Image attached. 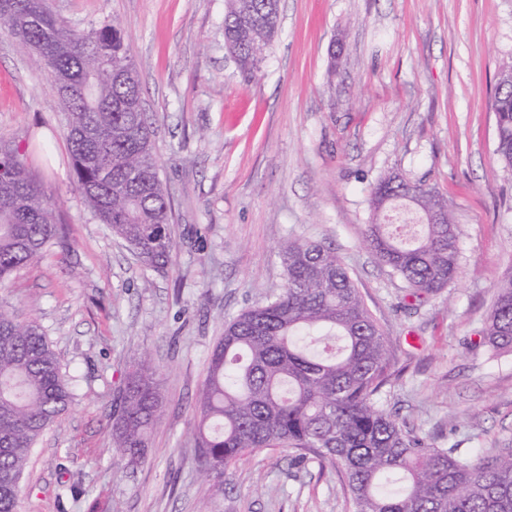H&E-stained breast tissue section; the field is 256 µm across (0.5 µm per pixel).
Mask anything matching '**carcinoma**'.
<instances>
[{
  "mask_svg": "<svg viewBox=\"0 0 512 512\" xmlns=\"http://www.w3.org/2000/svg\"><path fill=\"white\" fill-rule=\"evenodd\" d=\"M279 4L224 0V46L248 78L278 33ZM13 15L30 24L11 33L70 82L59 99L77 189L142 266L167 269L171 207L130 43L115 25L70 29L50 0H0V21ZM493 109L497 152L512 167V60L499 71ZM0 166L2 286L62 243L65 229L23 154L0 144ZM393 177L372 191L377 221L367 225L365 243L420 300L454 280L461 230L445 197ZM404 204L424 220L410 240L378 221ZM281 259L285 288L226 321L207 356L195 402L201 473L217 484L224 467L249 451L292 448L336 468L353 512H512V448L462 459L382 407L396 377L389 340L336 251L295 239ZM483 343L512 353V275L497 288ZM74 399L42 326L0 310V512H17L32 448ZM162 409L157 367L139 355L112 423L113 447L129 462L144 459Z\"/></svg>",
  "mask_w": 512,
  "mask_h": 512,
  "instance_id": "obj_1",
  "label": "carcinoma"
}]
</instances>
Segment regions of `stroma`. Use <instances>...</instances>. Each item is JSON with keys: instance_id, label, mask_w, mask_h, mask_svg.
Listing matches in <instances>:
<instances>
[{"instance_id": "35a3bbf8", "label": "stroma", "mask_w": 512, "mask_h": 512, "mask_svg": "<svg viewBox=\"0 0 512 512\" xmlns=\"http://www.w3.org/2000/svg\"><path fill=\"white\" fill-rule=\"evenodd\" d=\"M77 30L130 41L155 128L175 250L138 263L74 183L66 113L44 61L0 24V142L51 193L66 246L0 287V308L37 320L75 399L25 469L17 512H197L196 395L224 322L286 284L294 239L341 256L390 341L382 396L400 423L463 458L512 448V353L480 343L512 269V171L493 97L512 59V0H280L255 79L224 47V0H50ZM435 188L461 228L456 278L415 301L363 241L374 184ZM160 368L163 412L143 461L112 446L133 355ZM73 486L62 494L61 484ZM215 512H351L335 468L262 448L224 469Z\"/></svg>"}]
</instances>
